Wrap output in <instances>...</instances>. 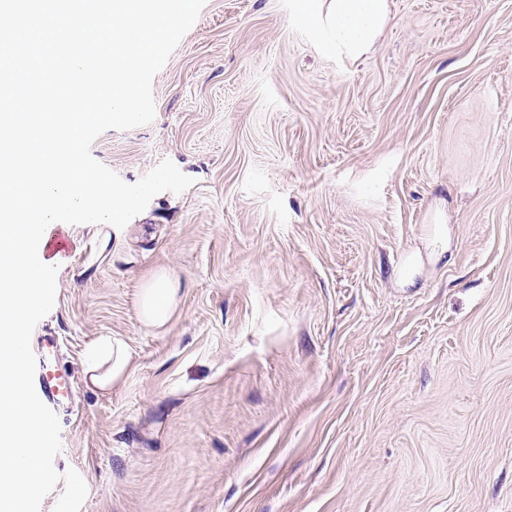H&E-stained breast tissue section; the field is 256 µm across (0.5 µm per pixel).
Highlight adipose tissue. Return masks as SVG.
<instances>
[{"mask_svg": "<svg viewBox=\"0 0 512 512\" xmlns=\"http://www.w3.org/2000/svg\"><path fill=\"white\" fill-rule=\"evenodd\" d=\"M301 17H312L311 37L336 56L357 62L369 55L389 17V0H296ZM178 290L163 273L142 286L137 308L141 322L160 328L177 307ZM131 353L127 342L117 336H103L89 346L83 371L99 389L109 391L129 371Z\"/></svg>", "mask_w": 512, "mask_h": 512, "instance_id": "adipose-tissue-1", "label": "adipose tissue"}]
</instances>
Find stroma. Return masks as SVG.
<instances>
[{
    "instance_id": "stroma-1",
    "label": "stroma",
    "mask_w": 512,
    "mask_h": 512,
    "mask_svg": "<svg viewBox=\"0 0 512 512\" xmlns=\"http://www.w3.org/2000/svg\"><path fill=\"white\" fill-rule=\"evenodd\" d=\"M295 0H206L155 117L92 156L193 178L121 229L67 225L52 310L81 512H512V0H390L373 52ZM436 224L447 260L398 269ZM179 290L161 328L137 295ZM129 344L102 392L82 357ZM178 288L164 273L148 279L140 289L137 308L140 321L149 327L167 324L177 307ZM82 364L85 376L94 386L110 391L130 369L129 346L121 337L101 336L88 347Z\"/></svg>"
}]
</instances>
